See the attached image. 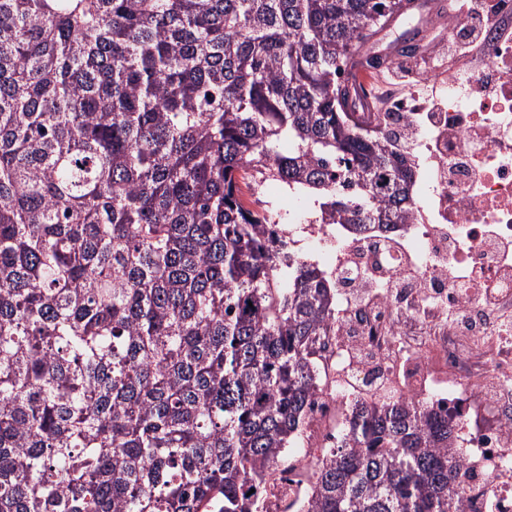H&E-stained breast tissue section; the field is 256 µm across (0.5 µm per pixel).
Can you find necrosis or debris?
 <instances>
[{
	"label": "necrosis or debris",
	"mask_w": 512,
	"mask_h": 512,
	"mask_svg": "<svg viewBox=\"0 0 512 512\" xmlns=\"http://www.w3.org/2000/svg\"><path fill=\"white\" fill-rule=\"evenodd\" d=\"M458 87L443 112H395L428 197L409 223L292 224L288 246L335 281L336 330L297 445L339 444L355 407L385 391L452 415L470 473L464 512H512V99L475 112ZM481 139H474V129ZM266 512H290L307 476L272 475Z\"/></svg>",
	"instance_id": "obj_1"
}]
</instances>
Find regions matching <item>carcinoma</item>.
Listing matches in <instances>:
<instances>
[{
	"label": "carcinoma",
	"instance_id": "carcinoma-1",
	"mask_svg": "<svg viewBox=\"0 0 512 512\" xmlns=\"http://www.w3.org/2000/svg\"><path fill=\"white\" fill-rule=\"evenodd\" d=\"M401 8L0 0V512H262L336 286L240 185L306 191L314 224L408 223L412 159L340 100ZM454 441L364 404L298 512H463Z\"/></svg>",
	"mask_w": 512,
	"mask_h": 512
}]
</instances>
